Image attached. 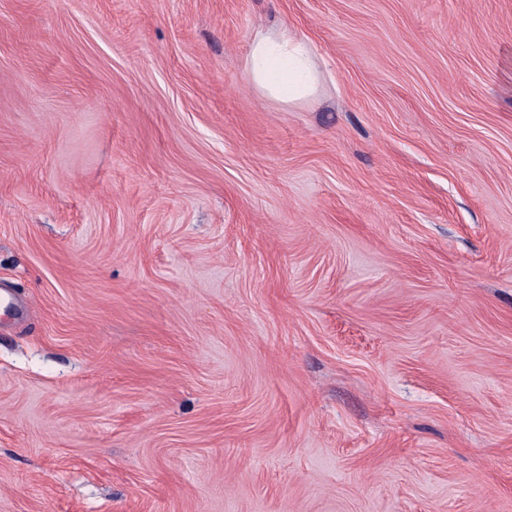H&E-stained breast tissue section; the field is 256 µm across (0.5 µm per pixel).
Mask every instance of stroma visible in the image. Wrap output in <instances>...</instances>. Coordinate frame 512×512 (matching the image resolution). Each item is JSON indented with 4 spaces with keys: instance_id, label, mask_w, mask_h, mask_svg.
<instances>
[{
    "instance_id": "obj_1",
    "label": "stroma",
    "mask_w": 512,
    "mask_h": 512,
    "mask_svg": "<svg viewBox=\"0 0 512 512\" xmlns=\"http://www.w3.org/2000/svg\"><path fill=\"white\" fill-rule=\"evenodd\" d=\"M0 282V512H512V0H0ZM246 75L260 92L288 104L310 100L320 82L308 44L286 27L255 35Z\"/></svg>"
}]
</instances>
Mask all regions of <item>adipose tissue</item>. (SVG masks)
Here are the masks:
<instances>
[{
  "instance_id": "1",
  "label": "adipose tissue",
  "mask_w": 512,
  "mask_h": 512,
  "mask_svg": "<svg viewBox=\"0 0 512 512\" xmlns=\"http://www.w3.org/2000/svg\"><path fill=\"white\" fill-rule=\"evenodd\" d=\"M246 75L260 92L288 104L310 100L320 82L308 44L285 27L255 35Z\"/></svg>"
}]
</instances>
